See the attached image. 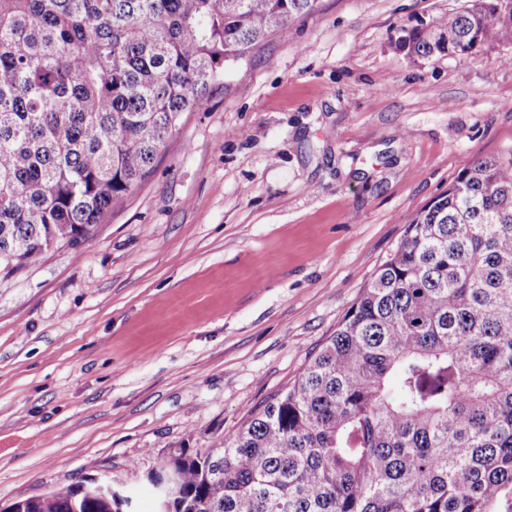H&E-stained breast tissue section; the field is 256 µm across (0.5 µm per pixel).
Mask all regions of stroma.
Masks as SVG:
<instances>
[{"instance_id":"stroma-1","label":"stroma","mask_w":512,"mask_h":512,"mask_svg":"<svg viewBox=\"0 0 512 512\" xmlns=\"http://www.w3.org/2000/svg\"><path fill=\"white\" fill-rule=\"evenodd\" d=\"M467 0H320L229 67L73 246L0 271V512L203 452L286 387L478 156L512 146V45L418 59Z\"/></svg>"}]
</instances>
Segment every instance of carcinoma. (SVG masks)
Wrapping results in <instances>:
<instances>
[{"label": "carcinoma", "instance_id": "obj_1", "mask_svg": "<svg viewBox=\"0 0 512 512\" xmlns=\"http://www.w3.org/2000/svg\"><path fill=\"white\" fill-rule=\"evenodd\" d=\"M320 0H0V267L72 245L153 168L183 113ZM399 41L512 45L492 0ZM399 375L397 391L387 387ZM169 512H512V148L477 157L314 359L220 448L169 453ZM18 512H122L66 486Z\"/></svg>", "mask_w": 512, "mask_h": 512}]
</instances>
